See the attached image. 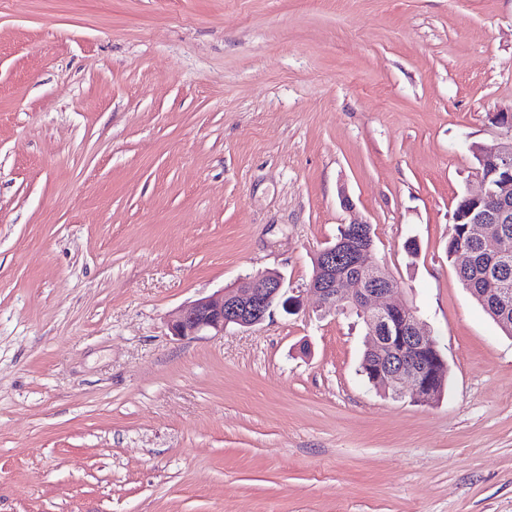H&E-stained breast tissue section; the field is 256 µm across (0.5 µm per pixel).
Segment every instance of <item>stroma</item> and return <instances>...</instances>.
<instances>
[{"mask_svg": "<svg viewBox=\"0 0 512 512\" xmlns=\"http://www.w3.org/2000/svg\"><path fill=\"white\" fill-rule=\"evenodd\" d=\"M510 107L512 0H0V512H512V336L447 254ZM354 219L434 404L308 289ZM268 270L295 312L171 336Z\"/></svg>", "mask_w": 512, "mask_h": 512, "instance_id": "stroma-1", "label": "stroma"}]
</instances>
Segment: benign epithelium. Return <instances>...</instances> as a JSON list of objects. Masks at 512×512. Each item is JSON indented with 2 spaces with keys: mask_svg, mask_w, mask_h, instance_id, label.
<instances>
[{
  "mask_svg": "<svg viewBox=\"0 0 512 512\" xmlns=\"http://www.w3.org/2000/svg\"><path fill=\"white\" fill-rule=\"evenodd\" d=\"M494 121L504 130L507 142L484 153L480 190L464 195L466 208L455 213L453 223L454 232L462 230L507 257L512 254V240L504 235L502 225L509 223L512 215V109L496 113ZM358 230L363 241L350 244L349 251L353 267L364 273L371 285L359 287L358 280L348 279L349 287H336V247L329 246L316 253L308 288L329 308H336L339 300L345 309L353 308L363 317L368 351L379 360L371 378L374 388L385 393L392 389L419 403L432 404L446 377L447 362L431 334L424 331L416 308L406 303L378 304L396 289L388 285L389 273L372 260L371 227L361 221ZM279 305L288 312L294 300L288 296L282 274L271 271L182 307L170 320V330L179 338H192L203 332L222 334L230 326L250 328L264 322Z\"/></svg>",
  "mask_w": 512,
  "mask_h": 512,
  "instance_id": "benign-epithelium-1",
  "label": "benign epithelium"
}]
</instances>
